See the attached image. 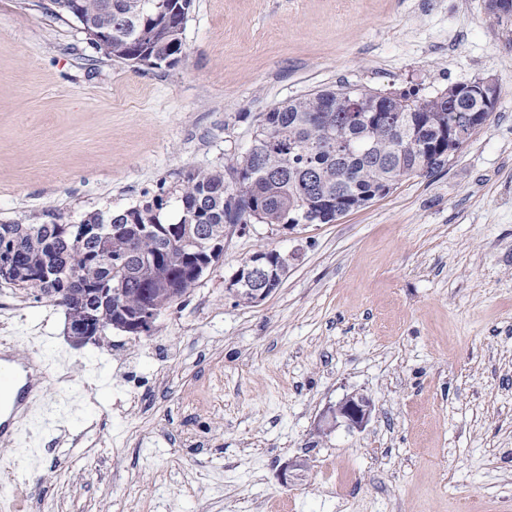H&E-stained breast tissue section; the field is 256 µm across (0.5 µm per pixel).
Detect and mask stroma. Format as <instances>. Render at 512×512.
<instances>
[{
	"mask_svg": "<svg viewBox=\"0 0 512 512\" xmlns=\"http://www.w3.org/2000/svg\"><path fill=\"white\" fill-rule=\"evenodd\" d=\"M487 0H193L178 64L95 49L52 0H0V224H74L246 151L326 87L430 96L491 78L443 166L331 224H251L149 334L85 345L0 279V346L45 364L0 512H512V26ZM288 257L258 304L227 284ZM364 429L335 422L346 396ZM372 409L369 398L353 394L344 398L332 409V416L336 418V422L340 419L348 428L362 429L369 421Z\"/></svg>",
	"mask_w": 512,
	"mask_h": 512,
	"instance_id": "1",
	"label": "stroma"
}]
</instances>
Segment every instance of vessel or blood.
Wrapping results in <instances>:
<instances>
[{"mask_svg": "<svg viewBox=\"0 0 512 512\" xmlns=\"http://www.w3.org/2000/svg\"><path fill=\"white\" fill-rule=\"evenodd\" d=\"M42 363L31 357L21 365L0 361V437L11 434L30 404L43 393Z\"/></svg>", "mask_w": 512, "mask_h": 512, "instance_id": "vessel-or-blood-1", "label": "vessel or blood"}]
</instances>
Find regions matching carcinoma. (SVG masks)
<instances>
[{
  "mask_svg": "<svg viewBox=\"0 0 512 512\" xmlns=\"http://www.w3.org/2000/svg\"><path fill=\"white\" fill-rule=\"evenodd\" d=\"M139 2L86 0L93 22L112 25L106 55L153 67L182 56V17L174 9L189 12L193 0H145L142 9ZM396 96L390 111L377 113L378 145L365 118L340 101L360 99L370 110L380 94L346 84L260 114L244 154L183 180L176 222L165 217L170 200L157 195L122 211L90 213L77 224H0V278L89 314L94 336L119 328L144 302L162 313L196 287L186 258L209 249L214 227L330 224L402 180L441 167L448 123L480 108L476 98L449 100L446 90ZM260 255L268 261L266 277L238 279L245 303L249 288H278L279 271L288 266L275 250Z\"/></svg>",
  "mask_w": 512,
  "mask_h": 512,
  "instance_id": "1",
  "label": "carcinoma"
}]
</instances>
